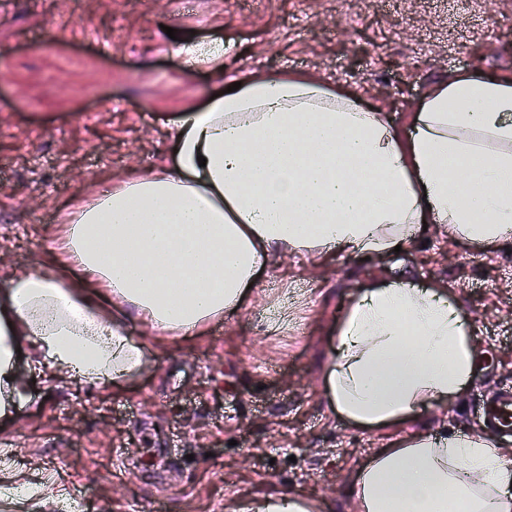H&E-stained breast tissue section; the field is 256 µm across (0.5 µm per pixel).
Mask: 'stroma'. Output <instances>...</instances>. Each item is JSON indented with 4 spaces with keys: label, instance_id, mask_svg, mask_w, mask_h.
<instances>
[{
    "label": "stroma",
    "instance_id": "1",
    "mask_svg": "<svg viewBox=\"0 0 512 512\" xmlns=\"http://www.w3.org/2000/svg\"><path fill=\"white\" fill-rule=\"evenodd\" d=\"M344 6L362 16L355 32L325 0H0V290L43 268L79 280L64 260L69 214L131 172L170 165L175 124L222 82L309 78L385 112L406 140L437 84L512 77V0L480 12L458 0L452 22L440 0ZM197 44L223 47V72L186 64L180 47ZM372 278L448 288L476 345L462 396L374 430L340 418L323 390L336 326ZM256 280L196 336L128 320L148 362L132 378L48 380L29 351L16 355L18 389L0 415V512H226L267 493L351 512L349 485L378 449L412 429L480 432V405L512 386L506 246L452 242L431 224L396 254H280Z\"/></svg>",
    "mask_w": 512,
    "mask_h": 512
}]
</instances>
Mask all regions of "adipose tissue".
<instances>
[{"mask_svg": "<svg viewBox=\"0 0 512 512\" xmlns=\"http://www.w3.org/2000/svg\"><path fill=\"white\" fill-rule=\"evenodd\" d=\"M402 140L384 115L308 79L259 77L178 123L172 167L88 196L65 252L80 282L46 270L0 291V412L14 358L91 382L138 375L127 310L176 337L233 310L277 252L384 256L419 224L473 244L512 242V80L460 75L436 87ZM475 366L473 330L440 285L371 279L336 331L324 377L360 426L414 421L456 398ZM352 512H512V464L484 437L419 431L357 474Z\"/></svg>", "mask_w": 512, "mask_h": 512, "instance_id": "1", "label": "adipose tissue"}]
</instances>
